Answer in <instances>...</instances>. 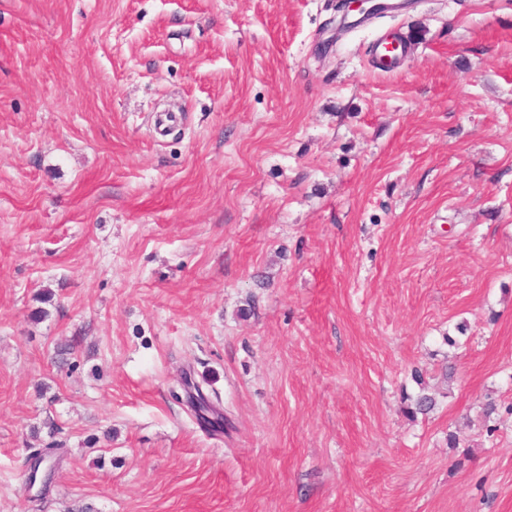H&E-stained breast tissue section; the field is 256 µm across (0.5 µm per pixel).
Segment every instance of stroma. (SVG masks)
Returning a JSON list of instances; mask_svg holds the SVG:
<instances>
[{
	"label": "stroma",
	"mask_w": 512,
	"mask_h": 512,
	"mask_svg": "<svg viewBox=\"0 0 512 512\" xmlns=\"http://www.w3.org/2000/svg\"><path fill=\"white\" fill-rule=\"evenodd\" d=\"M337 2L0 0V512H512V0Z\"/></svg>",
	"instance_id": "1"
}]
</instances>
